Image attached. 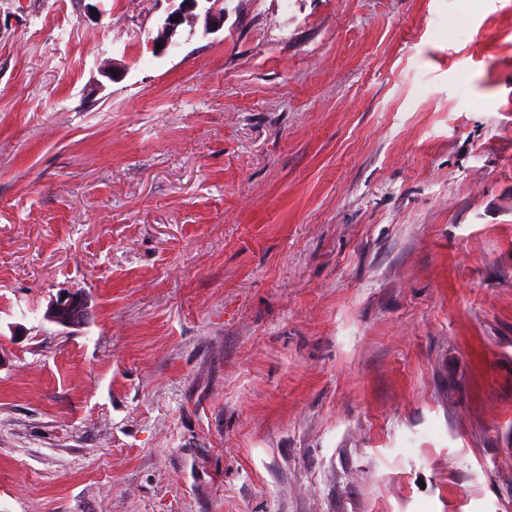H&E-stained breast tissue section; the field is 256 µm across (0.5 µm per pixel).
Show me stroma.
<instances>
[{
    "label": "stroma",
    "instance_id": "stroma-1",
    "mask_svg": "<svg viewBox=\"0 0 512 512\" xmlns=\"http://www.w3.org/2000/svg\"><path fill=\"white\" fill-rule=\"evenodd\" d=\"M212 6L0 0V512H512V0ZM179 1V5L170 9L161 26L159 35L153 40L155 53L164 54L170 47L179 46L175 37L180 33L184 24L192 26L203 12L205 28L208 31H217L224 25V13H215L211 7H206L212 0H168V2ZM180 16L179 22L174 18ZM162 43V48L157 49L156 45ZM66 294V298H63ZM88 296L82 292L59 293L52 300L45 318L50 323L65 328L79 327L86 324L91 317Z\"/></svg>",
    "mask_w": 512,
    "mask_h": 512
}]
</instances>
